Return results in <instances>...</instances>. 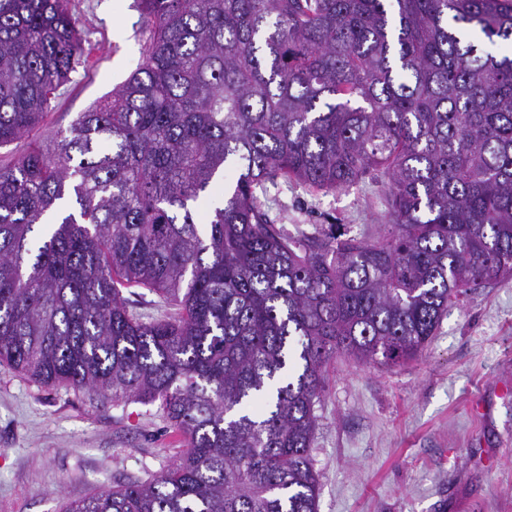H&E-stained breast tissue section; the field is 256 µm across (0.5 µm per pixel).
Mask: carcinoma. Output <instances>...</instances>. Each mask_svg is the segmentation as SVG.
I'll return each instance as SVG.
<instances>
[{"label": "carcinoma", "mask_w": 512, "mask_h": 512, "mask_svg": "<svg viewBox=\"0 0 512 512\" xmlns=\"http://www.w3.org/2000/svg\"><path fill=\"white\" fill-rule=\"evenodd\" d=\"M67 4L0 0V148L85 56ZM142 4L135 72L0 166V363L157 402L186 440L65 512H317L325 367L413 360L448 306L512 276V0ZM369 171L392 217L371 240L292 236L256 194ZM127 288L176 312L145 320Z\"/></svg>", "instance_id": "obj_1"}]
</instances>
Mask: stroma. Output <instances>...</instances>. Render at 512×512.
<instances>
[{
	"label": "stroma",
	"mask_w": 512,
	"mask_h": 512,
	"mask_svg": "<svg viewBox=\"0 0 512 512\" xmlns=\"http://www.w3.org/2000/svg\"><path fill=\"white\" fill-rule=\"evenodd\" d=\"M69 9L85 58L44 123L0 148V162L66 132L139 63L149 35L140 0H69ZM260 199L293 234L339 224L375 235L391 220L377 172L330 193L281 180ZM315 414L318 512H512V277L450 307L408 363L337 358ZM184 444L158 404L43 387L0 366V512H63L117 482L150 479Z\"/></svg>",
	"instance_id": "1"
}]
</instances>
